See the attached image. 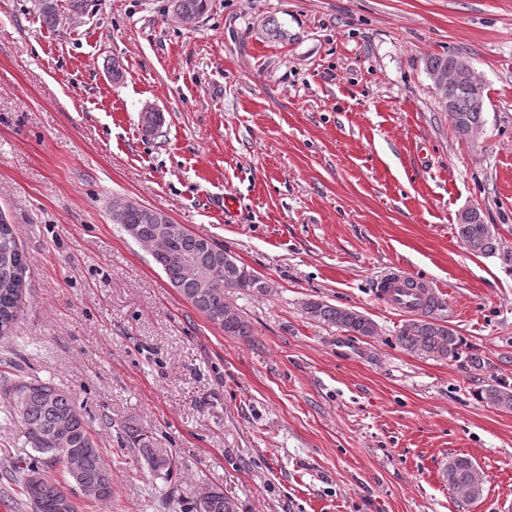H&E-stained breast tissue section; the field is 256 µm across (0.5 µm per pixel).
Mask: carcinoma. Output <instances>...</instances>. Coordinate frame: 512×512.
<instances>
[{"instance_id": "obj_1", "label": "carcinoma", "mask_w": 512, "mask_h": 512, "mask_svg": "<svg viewBox=\"0 0 512 512\" xmlns=\"http://www.w3.org/2000/svg\"><path fill=\"white\" fill-rule=\"evenodd\" d=\"M174 14L182 21L207 11L208 0H170ZM263 34L274 42L288 40L286 30L277 19L270 17L263 24ZM447 54L430 55L425 68L433 73L448 72ZM453 101L448 111L446 99ZM448 98L438 97L442 111L448 113L452 130L462 124L477 125L485 115L476 110L475 93L467 85L448 91ZM160 212L134 202L112 211V223L123 230L135 232L138 243L152 244L151 257L164 273L170 286L212 324L228 336H249L248 323L224 297V288L261 292L264 282L227 249L190 233L180 224L164 244L155 242L156 224ZM460 242L473 254L493 256L499 250L498 237L489 230L482 213L460 218L455 227ZM27 257L20 247L12 225L0 217V336L8 332L17 320L19 302L25 289L24 273ZM308 318L324 327L336 328L350 336L372 337L376 324L357 310L335 306L323 301H308L304 306ZM399 345L408 351H422L441 359L459 357L462 339L454 329L436 322L427 312L406 320L397 332ZM0 397L7 400L21 425L25 444L36 456L26 463L21 495L33 512H76L74 501L66 489L43 473L42 464L67 460L55 451V434L61 431L67 447L74 454L80 471L79 485L95 490L108 499L115 494L112 469L103 457L96 437L92 434L84 413L70 394L52 383L39 379L19 380L0 387ZM480 399L505 412H512V387L489 384L480 392ZM123 433L129 451L156 475L170 476L174 471L173 457L154 447L153 438L142 429L128 424ZM443 481L448 489L466 490L476 500L483 493V480L477 465L467 456L457 455L444 466ZM209 493L196 501V512H239V504L217 485L208 486Z\"/></svg>"}]
</instances>
